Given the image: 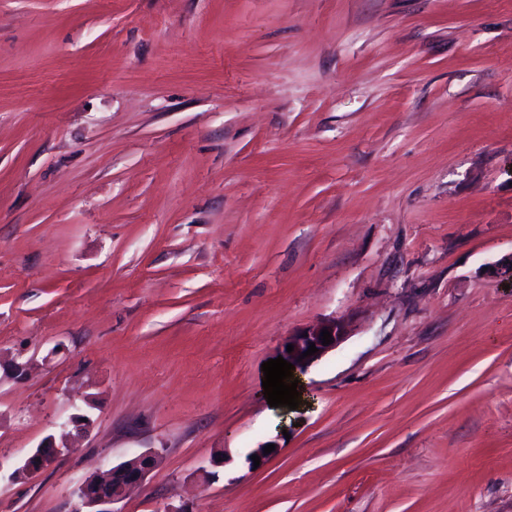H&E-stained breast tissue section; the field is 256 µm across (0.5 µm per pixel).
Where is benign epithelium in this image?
Instances as JSON below:
<instances>
[{
  "label": "benign epithelium",
  "instance_id": "obj_1",
  "mask_svg": "<svg viewBox=\"0 0 512 512\" xmlns=\"http://www.w3.org/2000/svg\"><path fill=\"white\" fill-rule=\"evenodd\" d=\"M324 329L331 333L332 343L327 346L322 345L321 341V331ZM345 335L346 326L341 322L328 321L311 325L288 340V343L294 345V351L289 353L284 349L282 357L292 363L295 369L300 370L305 364L336 347ZM312 343L318 352L300 358ZM74 451L75 446L69 443L66 437L63 436L57 441L49 436L39 445V450L31 453L23 464L13 471L12 476L16 479L27 478L48 467L59 457ZM159 462L160 456L157 452L147 451L90 478L78 490L83 512H117L113 505L121 502L131 487L142 483Z\"/></svg>",
  "mask_w": 512,
  "mask_h": 512
}]
</instances>
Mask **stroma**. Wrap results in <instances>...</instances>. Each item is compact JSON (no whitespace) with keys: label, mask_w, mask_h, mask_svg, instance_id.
<instances>
[{"label":"stroma","mask_w":512,"mask_h":512,"mask_svg":"<svg viewBox=\"0 0 512 512\" xmlns=\"http://www.w3.org/2000/svg\"><path fill=\"white\" fill-rule=\"evenodd\" d=\"M509 254L512 0H0V512H512ZM323 329H327L331 333L332 343L327 346H323L321 341V331ZM304 334H307V337H304ZM345 335L346 326L341 322L328 321L325 323L311 325L288 340L282 350V357L292 363L296 370H302L305 364L313 361L314 359H318L328 350L335 348ZM310 343H315V347L318 349V352L314 355H308L302 359V361H299L300 355L308 350ZM288 344L294 345V351L291 353L287 352ZM67 435V433L62 435L59 443L56 442L55 438L47 437L37 447L40 448V451H33L24 460L23 464L13 471L12 476L16 479L28 478L32 474L51 465L59 457L74 452L76 447L67 441ZM37 459H40V462H37ZM159 462L157 452L147 451L90 478L78 490L82 512H121L112 506L121 502L131 487L141 484Z\"/></svg>","instance_id":"35a3bbf8"}]
</instances>
